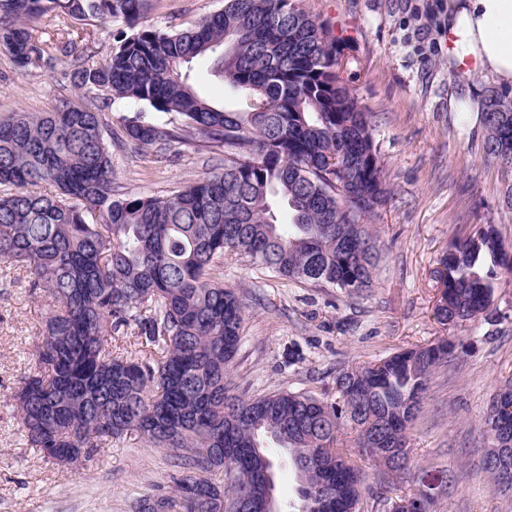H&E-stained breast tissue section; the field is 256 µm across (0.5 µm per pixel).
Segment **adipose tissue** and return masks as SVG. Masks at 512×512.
I'll return each mask as SVG.
<instances>
[{
  "label": "adipose tissue",
  "instance_id": "adipose-tissue-1",
  "mask_svg": "<svg viewBox=\"0 0 512 512\" xmlns=\"http://www.w3.org/2000/svg\"><path fill=\"white\" fill-rule=\"evenodd\" d=\"M443 49L460 73L512 85V0H454Z\"/></svg>",
  "mask_w": 512,
  "mask_h": 512
}]
</instances>
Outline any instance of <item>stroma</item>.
Here are the masks:
<instances>
[{
	"label": "stroma",
	"instance_id": "obj_1",
	"mask_svg": "<svg viewBox=\"0 0 512 512\" xmlns=\"http://www.w3.org/2000/svg\"><path fill=\"white\" fill-rule=\"evenodd\" d=\"M342 47L340 74L375 121L374 137L390 190L371 215L379 260L373 285L349 294L331 286L282 279L247 259L228 255L220 270L245 308L241 343L227 368L233 394L273 392L336 398L345 370L451 335L464 354L430 377L425 401L409 431L404 470L359 456L355 434L338 445L364 477L359 512H389L421 476L435 477L431 512H512V495L496 493L482 467L488 446L490 400L512 375V274L500 275L493 311L450 329L435 315L433 271L443 253L475 226L491 224L512 248L507 182L488 160L479 113L459 120L450 104L481 103L495 80L454 74L440 49L448 0H300ZM224 0H150L142 25L185 29L222 9ZM53 67L15 68L0 52V113L48 112L72 98ZM111 131L115 193L163 196L224 163V150L190 141L131 153L121 143L126 120L140 117L176 128L177 114L118 100L105 109ZM26 269L0 262V512H134L138 501L170 491L182 472L173 454L129 433L100 448L73 471L47 460L25 440L9 396L34 365L46 320Z\"/></svg>",
	"mask_w": 512,
	"mask_h": 512
}]
</instances>
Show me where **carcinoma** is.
Returning <instances> with one entry per match:
<instances>
[{
	"instance_id": "1",
	"label": "carcinoma",
	"mask_w": 512,
	"mask_h": 512,
	"mask_svg": "<svg viewBox=\"0 0 512 512\" xmlns=\"http://www.w3.org/2000/svg\"><path fill=\"white\" fill-rule=\"evenodd\" d=\"M147 0H0V51L20 70L73 58L65 76L95 101L51 112L0 115V261L29 270L47 298L36 368L11 394L28 444L44 457L90 452L135 431L172 448L187 473L163 495L167 512H223L234 497L263 493L256 470L275 474L268 451L288 453L309 500L334 491L346 512L358 469L336 443L344 423L355 447L377 433L408 440L404 401L422 396L431 373L456 358L445 339L404 349L336 377L339 401L281 391L253 400L228 394L224 378L241 342L243 303L211 270L235 254L289 281L347 293L371 286L376 239L365 221L386 194L371 113L340 77V50L297 0H224V7L178 31L136 28ZM121 19L134 29L109 60L74 55L72 38L49 50L35 38L43 18ZM250 101L227 112L193 87L191 64ZM145 102L176 113L182 127L126 121L125 142L140 151L197 139L224 146V166L163 197L112 193V155L101 106ZM485 150L512 152V90L484 96ZM44 184L54 195L38 191ZM512 256L493 226L452 245L434 270L445 289L438 320L457 326L487 313L498 269ZM131 330L153 347L147 357L115 354L109 338ZM233 448L210 460L212 449ZM223 469L229 481L207 473ZM200 482L213 496L191 497Z\"/></svg>"
}]
</instances>
